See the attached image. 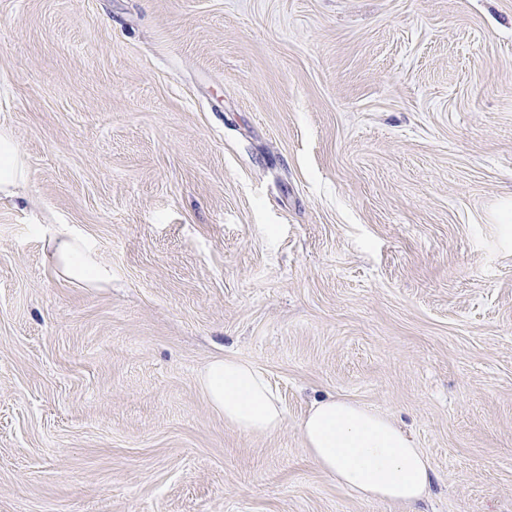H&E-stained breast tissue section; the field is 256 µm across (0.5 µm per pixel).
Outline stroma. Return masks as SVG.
I'll return each mask as SVG.
<instances>
[{
    "label": "stroma",
    "mask_w": 512,
    "mask_h": 512,
    "mask_svg": "<svg viewBox=\"0 0 512 512\" xmlns=\"http://www.w3.org/2000/svg\"><path fill=\"white\" fill-rule=\"evenodd\" d=\"M1 128L0 512H512V0H0ZM224 356L281 430L210 406ZM329 395L411 433L425 500L309 460ZM27 169L7 130H0V196L14 195L25 182ZM47 247L49 261L78 286L112 284V266L102 262L89 240L67 224L49 235ZM201 388L224 421L246 434L282 429L286 415L267 379L251 364L231 357L216 359L205 369Z\"/></svg>",
    "instance_id": "obj_1"
}]
</instances>
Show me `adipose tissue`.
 Wrapping results in <instances>:
<instances>
[{"label": "adipose tissue", "instance_id": "adipose-tissue-1", "mask_svg": "<svg viewBox=\"0 0 512 512\" xmlns=\"http://www.w3.org/2000/svg\"><path fill=\"white\" fill-rule=\"evenodd\" d=\"M27 169L7 130H0V196L15 194ZM49 261L73 283L104 286L112 267L89 240L60 225L47 241ZM201 388L224 421L246 434L282 429L286 415L267 379L251 364L227 357L212 361ZM309 458L360 498L411 505L431 490L432 466L422 449L393 420L359 403L327 398L314 403L300 424Z\"/></svg>", "mask_w": 512, "mask_h": 512}]
</instances>
